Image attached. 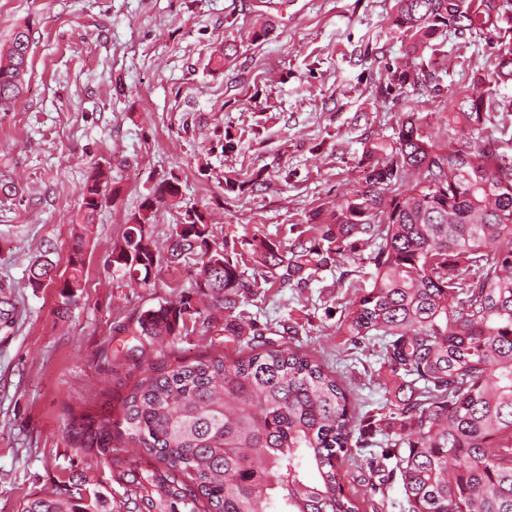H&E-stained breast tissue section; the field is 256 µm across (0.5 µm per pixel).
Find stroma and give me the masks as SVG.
<instances>
[{"instance_id":"obj_1","label":"stroma","mask_w":512,"mask_h":512,"mask_svg":"<svg viewBox=\"0 0 512 512\" xmlns=\"http://www.w3.org/2000/svg\"><path fill=\"white\" fill-rule=\"evenodd\" d=\"M396 0H0V42L17 29L32 41L15 106L0 112V512L29 497H68L79 478L113 505L126 498L118 472L81 448L70 414L120 420L135 367L192 361L224 347L226 359L265 344L317 358L346 389L357 432L380 456L379 421L395 379L375 353L352 349L341 324L368 266L345 260L308 287L271 280L239 309L258 336L188 331L150 346L139 363L123 352L141 313L191 293L194 259L153 269L152 287L122 280L109 256L161 179L180 195L158 204L147 228L165 245L185 208L207 210L215 238L238 244L246 278L259 270L246 242L289 246L314 212L330 214L363 186L365 144L391 147L408 114L437 143L448 141L449 92L493 67L497 39L467 34L447 46L438 89L421 93L395 73L430 58L392 25ZM268 25V35L249 34ZM237 53L210 62L225 43ZM119 193L103 203L84 247L79 303L59 311L53 284L31 287L33 261L65 271L78 231L81 188L94 166ZM239 182L236 191L227 182ZM297 323L298 334L285 331ZM341 483L360 512H409L398 481L343 465ZM379 491H371V484Z\"/></svg>"}]
</instances>
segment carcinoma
Masks as SVG:
<instances>
[{"label":"carcinoma","mask_w":512,"mask_h":512,"mask_svg":"<svg viewBox=\"0 0 512 512\" xmlns=\"http://www.w3.org/2000/svg\"><path fill=\"white\" fill-rule=\"evenodd\" d=\"M512 19V0H397L394 26L417 45L442 36L497 31ZM31 39L12 34L0 50V112L14 105L28 74ZM499 82L512 83V63L494 58ZM425 92L440 81L421 66L396 75ZM512 100L474 82L453 100V120L465 142L437 145L414 116L396 132L386 160L364 169L365 186L312 236L290 247L264 236L248 242L252 258L277 280L306 287L340 259L373 247L371 288L346 314L344 333L358 349L376 346L401 381L388 402L389 478L399 480L411 512H512V157L484 135L494 113ZM410 170L418 172L412 184ZM104 171L81 190V223H93L112 194ZM179 184H157L129 219L110 264L120 277L152 286L161 262L192 256L195 288L225 312L224 333L244 335L239 298L258 287L243 278L235 247L216 243L204 213L185 210L165 248L146 235L156 204L179 196ZM53 270L49 260L30 267L31 287ZM59 291L62 313L76 304L84 280L83 239L69 255ZM210 331L213 317L191 309L190 296L145 311L132 335L154 341L175 336L186 320ZM119 434L154 457L141 469L108 454L112 421L71 416L85 448L108 466L125 465L127 512H359L341 484L340 463L361 466L345 390L309 354L291 348L256 350L233 361L217 349L209 357L177 361L138 379L121 402ZM112 510L97 496L34 498L21 512Z\"/></svg>","instance_id":"cac0c4a2"}]
</instances>
